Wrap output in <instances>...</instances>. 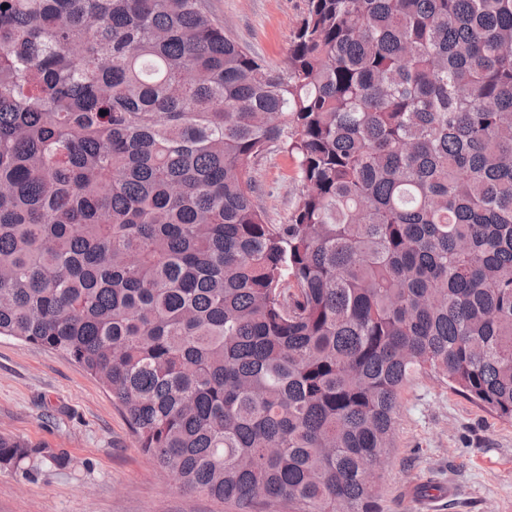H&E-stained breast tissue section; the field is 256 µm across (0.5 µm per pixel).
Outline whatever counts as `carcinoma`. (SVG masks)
<instances>
[{
    "label": "carcinoma",
    "mask_w": 512,
    "mask_h": 512,
    "mask_svg": "<svg viewBox=\"0 0 512 512\" xmlns=\"http://www.w3.org/2000/svg\"><path fill=\"white\" fill-rule=\"evenodd\" d=\"M2 4L0 336L108 389L179 487L378 512L420 372L512 422V0H307L280 71L201 0ZM44 461L0 435V470ZM256 200L271 224H285L301 191L291 160L272 149L254 165Z\"/></svg>",
    "instance_id": "carcinoma-1"
}]
</instances>
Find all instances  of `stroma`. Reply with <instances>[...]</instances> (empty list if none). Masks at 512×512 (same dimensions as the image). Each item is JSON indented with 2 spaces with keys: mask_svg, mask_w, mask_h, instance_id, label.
Masks as SVG:
<instances>
[{
  "mask_svg": "<svg viewBox=\"0 0 512 512\" xmlns=\"http://www.w3.org/2000/svg\"><path fill=\"white\" fill-rule=\"evenodd\" d=\"M225 32L284 68L306 0H204ZM256 200L284 224L301 191L278 150L254 165ZM0 434L64 449L66 466L0 471V512H238L180 489L138 448L106 388L66 356L0 337ZM380 512H512V423L432 375L403 390L384 454Z\"/></svg>",
  "mask_w": 512,
  "mask_h": 512,
  "instance_id": "obj_1",
  "label": "stroma"
}]
</instances>
